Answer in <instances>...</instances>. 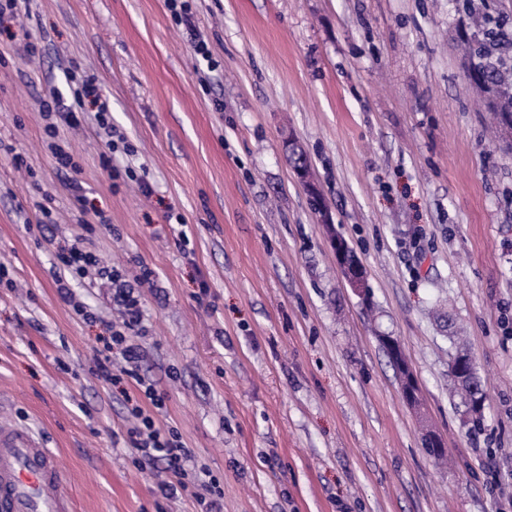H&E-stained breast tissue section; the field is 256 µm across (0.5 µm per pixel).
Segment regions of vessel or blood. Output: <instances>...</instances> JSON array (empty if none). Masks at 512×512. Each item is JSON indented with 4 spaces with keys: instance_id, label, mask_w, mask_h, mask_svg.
I'll list each match as a JSON object with an SVG mask.
<instances>
[{
    "instance_id": "obj_1",
    "label": "vessel or blood",
    "mask_w": 512,
    "mask_h": 512,
    "mask_svg": "<svg viewBox=\"0 0 512 512\" xmlns=\"http://www.w3.org/2000/svg\"><path fill=\"white\" fill-rule=\"evenodd\" d=\"M54 455L25 429L0 426V512H71Z\"/></svg>"
}]
</instances>
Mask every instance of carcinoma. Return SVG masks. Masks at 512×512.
Masks as SVG:
<instances>
[{
  "label": "carcinoma",
  "mask_w": 512,
  "mask_h": 512,
  "mask_svg": "<svg viewBox=\"0 0 512 512\" xmlns=\"http://www.w3.org/2000/svg\"><path fill=\"white\" fill-rule=\"evenodd\" d=\"M471 34L468 39L469 77L489 95L499 119L512 116V28L509 20L493 16L463 0Z\"/></svg>",
  "instance_id": "carcinoma-1"
}]
</instances>
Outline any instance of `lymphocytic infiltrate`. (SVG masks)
Returning a JSON list of instances; mask_svg holds the SVG:
<instances>
[{
    "label": "lymphocytic infiltrate",
    "mask_w": 512,
    "mask_h": 512,
    "mask_svg": "<svg viewBox=\"0 0 512 512\" xmlns=\"http://www.w3.org/2000/svg\"><path fill=\"white\" fill-rule=\"evenodd\" d=\"M73 99L77 106L87 101L97 105L100 157L103 165H110L117 143L113 138L107 101L97 79H83L80 87L74 89ZM42 111L46 119L45 146L58 169L69 171L71 186H78L79 168L72 155L61 144L65 128L74 125L76 121V113L74 110L62 111L59 105L48 101L43 102ZM57 258V283L62 298L70 296V278H83L92 272L117 285L115 297L122 307V320L112 325L109 338L104 339L102 348L98 350L94 372L100 379L114 386L125 382L135 384L144 395L140 401L129 399L127 407L132 419L126 431L127 440L137 454L138 467L163 464L167 475L161 486L164 493L173 495L180 490H191L204 512H215L217 498L221 493L219 481L212 477L206 480L199 478L194 483H187L186 464L191 459V451L184 447L177 431L163 427L156 421L154 413L162 409L163 398L138 372L140 351L132 341L143 317L138 299L119 288L118 283L122 274L118 269L104 266L94 253L85 248L76 244L71 245L58 253ZM116 354L121 355L124 361L123 367L117 370L112 367V357Z\"/></svg>",
    "instance_id": "lymphocytic-infiltrate-1"
}]
</instances>
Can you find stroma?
<instances>
[{"label":"stroma","mask_w":512,"mask_h":512,"mask_svg":"<svg viewBox=\"0 0 512 512\" xmlns=\"http://www.w3.org/2000/svg\"><path fill=\"white\" fill-rule=\"evenodd\" d=\"M189 3L206 61L167 0H30L35 58L0 36V425L57 456L75 512L197 510L135 465L125 398L93 373L120 308L92 278L61 298L55 254L78 241L126 280L155 272L136 290L139 372L188 469L219 480V512H512V128L467 74V16L456 0ZM72 76L102 82L128 144L104 170L89 104L66 133L107 228L43 146L41 102ZM460 349L478 422L448 372ZM331 245L336 257V263L341 269L348 285L361 298L363 304H370V293L367 286L366 271L363 263L356 256L347 242L335 235L331 239ZM379 341L389 360L392 363H398V367L395 369L400 377L401 391L405 402L409 406H416L419 399L418 382L413 371L400 360L402 348L397 338L386 334L379 336ZM474 370L475 363L473 358L468 354H459L457 357L454 378L460 381L467 378L469 379L464 385L457 386V388L462 392L465 398H468L469 400L481 392L486 399V395L482 389L481 381L477 375L476 370ZM472 372L473 374L471 375Z\"/></svg>","instance_id":"35a3bbf8"}]
</instances>
